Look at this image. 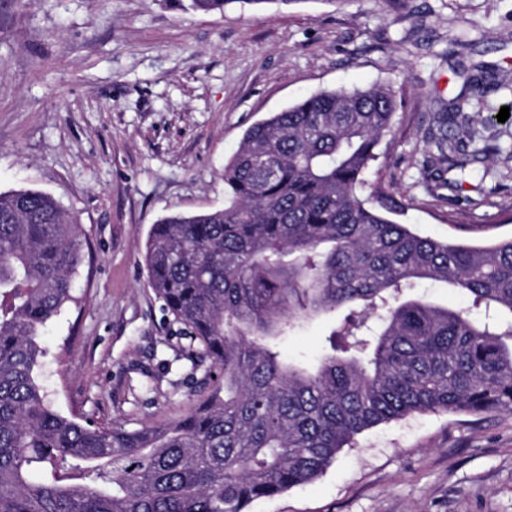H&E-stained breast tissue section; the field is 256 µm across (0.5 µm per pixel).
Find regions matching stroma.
<instances>
[{
  "mask_svg": "<svg viewBox=\"0 0 512 512\" xmlns=\"http://www.w3.org/2000/svg\"><path fill=\"white\" fill-rule=\"evenodd\" d=\"M484 64L480 112L512 104V0H0V191L56 197L80 227L77 301L41 330L42 382L62 413L102 427H161L213 381L147 285L152 224L224 205V165L254 123L341 86L403 87L375 166L424 238L512 237V123L462 187L426 159L428 131ZM332 329L279 343L314 360ZM247 512H512V412L416 414L367 430L313 483Z\"/></svg>",
  "mask_w": 512,
  "mask_h": 512,
  "instance_id": "stroma-1",
  "label": "stroma"
}]
</instances>
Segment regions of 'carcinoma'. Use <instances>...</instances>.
<instances>
[{"instance_id": "1", "label": "carcinoma", "mask_w": 512, "mask_h": 512, "mask_svg": "<svg viewBox=\"0 0 512 512\" xmlns=\"http://www.w3.org/2000/svg\"><path fill=\"white\" fill-rule=\"evenodd\" d=\"M232 0H187L224 12ZM483 70L438 117L439 175L464 169ZM391 85L306 97L250 126L224 165V207L151 226L147 281L213 388L160 429L98 427L57 411L40 383V331L75 300L81 231L52 196L0 192V512H244L316 480L356 435L415 413L512 410V238L438 242L391 218L373 177L392 131ZM442 281L466 308L409 294ZM490 313L475 322L471 309ZM323 316L312 363L278 343Z\"/></svg>"}]
</instances>
